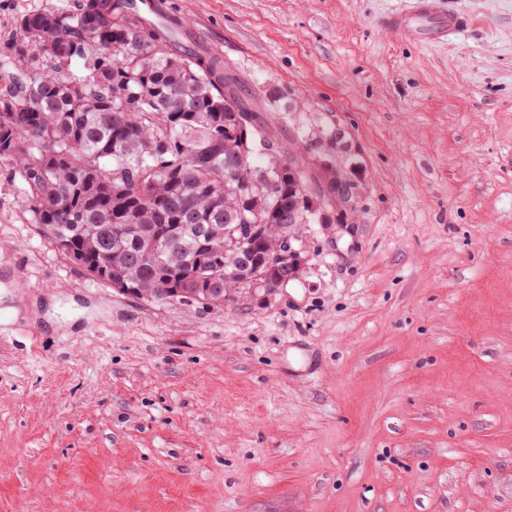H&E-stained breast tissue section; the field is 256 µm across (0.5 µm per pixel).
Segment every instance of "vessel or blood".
<instances>
[{
  "instance_id": "b4317fda",
  "label": "vessel or blood",
  "mask_w": 512,
  "mask_h": 512,
  "mask_svg": "<svg viewBox=\"0 0 512 512\" xmlns=\"http://www.w3.org/2000/svg\"><path fill=\"white\" fill-rule=\"evenodd\" d=\"M383 25L404 41L439 43L466 32L471 22L465 15L448 12L442 0H411L409 6L388 13Z\"/></svg>"
}]
</instances>
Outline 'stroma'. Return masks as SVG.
<instances>
[{
  "label": "stroma",
  "mask_w": 512,
  "mask_h": 512,
  "mask_svg": "<svg viewBox=\"0 0 512 512\" xmlns=\"http://www.w3.org/2000/svg\"><path fill=\"white\" fill-rule=\"evenodd\" d=\"M354 188L224 307L92 280L0 168V512H512V0H169ZM0 0V46L32 11ZM383 26L404 41L439 43L466 32L471 22L465 15L448 12L442 0H411L409 6L388 13Z\"/></svg>",
  "instance_id": "35a3bbf8"
}]
</instances>
